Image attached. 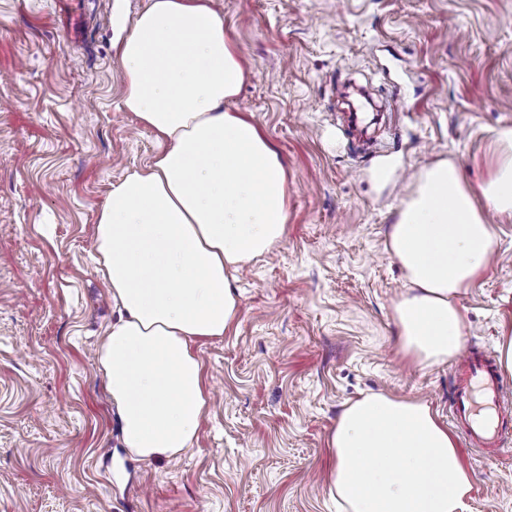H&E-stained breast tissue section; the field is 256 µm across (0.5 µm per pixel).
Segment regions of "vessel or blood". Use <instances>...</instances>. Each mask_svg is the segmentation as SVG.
<instances>
[{"label":"vessel or blood","instance_id":"obj_1","mask_svg":"<svg viewBox=\"0 0 512 512\" xmlns=\"http://www.w3.org/2000/svg\"><path fill=\"white\" fill-rule=\"evenodd\" d=\"M505 383L493 360L468 347L458 364L452 392V415L464 441L474 449L498 447L508 420Z\"/></svg>","mask_w":512,"mask_h":512}]
</instances>
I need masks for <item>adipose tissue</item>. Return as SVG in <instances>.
<instances>
[{"instance_id":"adipose-tissue-1","label":"adipose tissue","mask_w":512,"mask_h":512,"mask_svg":"<svg viewBox=\"0 0 512 512\" xmlns=\"http://www.w3.org/2000/svg\"><path fill=\"white\" fill-rule=\"evenodd\" d=\"M119 61L123 106L160 148L112 184L97 215L94 247L121 312L98 363L125 448L151 463L193 446L209 401L196 345L232 328L231 281L284 237L288 198L279 156L230 108L245 74L213 0H146ZM493 145L475 190L451 161L424 167L390 228L387 250L409 283L393 307L400 350L417 367L464 348L459 297L495 246L477 198L512 215V127ZM328 446L342 512H461L471 487L454 434L421 401L365 395Z\"/></svg>"}]
</instances>
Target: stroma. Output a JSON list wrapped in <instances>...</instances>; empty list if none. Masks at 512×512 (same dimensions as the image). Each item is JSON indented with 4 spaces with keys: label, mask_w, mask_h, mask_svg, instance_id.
<instances>
[{
    "label": "stroma",
    "mask_w": 512,
    "mask_h": 512,
    "mask_svg": "<svg viewBox=\"0 0 512 512\" xmlns=\"http://www.w3.org/2000/svg\"><path fill=\"white\" fill-rule=\"evenodd\" d=\"M145 0H0V512H338L327 437L368 392L450 424L456 360L398 353L407 283L385 244L420 170L486 176L512 125V0H216L246 80L234 110L278 152L284 239L238 274L240 313L204 342L209 407L192 448L145 463L122 443L98 369L119 318L91 248L111 183L157 149L123 106L117 45ZM460 296L467 344L512 335V218ZM466 512H512V430L460 445Z\"/></svg>",
    "instance_id": "stroma-1"
}]
</instances>
